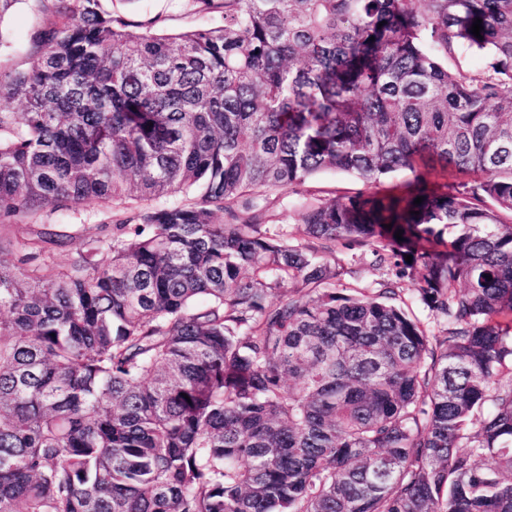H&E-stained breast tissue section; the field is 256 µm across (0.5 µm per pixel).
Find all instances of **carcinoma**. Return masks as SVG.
Instances as JSON below:
<instances>
[{
	"mask_svg": "<svg viewBox=\"0 0 512 512\" xmlns=\"http://www.w3.org/2000/svg\"><path fill=\"white\" fill-rule=\"evenodd\" d=\"M52 2L0 71V224L112 208L0 261V512H512V0H200L176 36ZM324 171L367 190L268 223ZM356 253V256L354 255V260H352V254ZM336 257L338 258H345V261H349L353 265H355L356 268L360 271V278L359 282L362 285L369 286L370 288L376 287L377 282H380L381 280L385 279L387 276V272L385 268H380L378 266H373L370 264V257H363L360 256V252L357 251H346L342 247H339L336 249ZM361 259V260H360Z\"/></svg>",
	"mask_w": 512,
	"mask_h": 512,
	"instance_id": "carcinoma-1",
	"label": "carcinoma"
}]
</instances>
